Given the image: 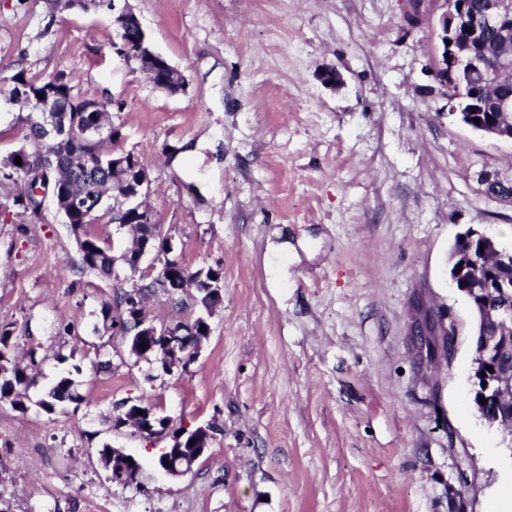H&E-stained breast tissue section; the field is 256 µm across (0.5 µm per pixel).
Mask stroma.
<instances>
[{
  "instance_id": "stroma-1",
  "label": "stroma",
  "mask_w": 512,
  "mask_h": 512,
  "mask_svg": "<svg viewBox=\"0 0 512 512\" xmlns=\"http://www.w3.org/2000/svg\"><path fill=\"white\" fill-rule=\"evenodd\" d=\"M129 4L184 92L115 55L108 11L64 0H0V68L65 73L104 105L149 166L162 235L189 269H223L224 299L196 359L164 374L104 323L112 291L73 271L52 199L41 220H0V323L44 357L24 408L0 401V512H448L462 458L474 512H494L512 457L472 408V314L448 250L472 224L512 247V202L480 181L512 183V142L449 117L429 60L437 0ZM419 304L455 319L451 359H420ZM73 368L81 403L37 407ZM127 398L222 432L165 477L160 442L112 426ZM106 444L139 459L141 488L112 484Z\"/></svg>"
}]
</instances>
